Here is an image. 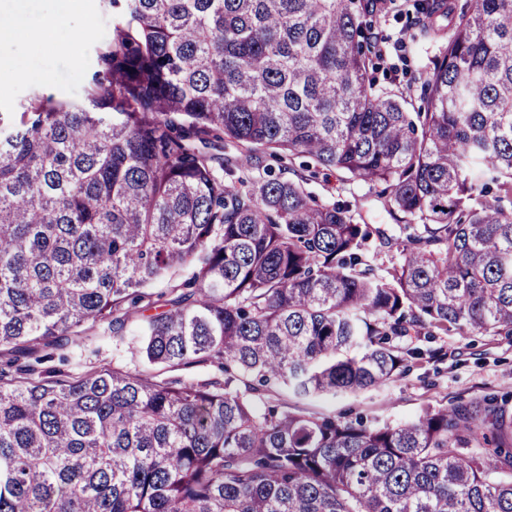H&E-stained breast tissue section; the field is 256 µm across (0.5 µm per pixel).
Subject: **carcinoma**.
<instances>
[{
    "label": "carcinoma",
    "instance_id": "1",
    "mask_svg": "<svg viewBox=\"0 0 512 512\" xmlns=\"http://www.w3.org/2000/svg\"><path fill=\"white\" fill-rule=\"evenodd\" d=\"M108 2L87 104L0 113V512H512L505 398L259 404L382 387L404 336L512 337V0H418L448 39L414 112L377 86L387 0ZM226 139L384 183L412 232L238 177ZM131 325L143 364L224 376L39 369Z\"/></svg>",
    "mask_w": 512,
    "mask_h": 512
}]
</instances>
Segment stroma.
I'll list each match as a JSON object with an SVG mask.
<instances>
[{
    "label": "stroma",
    "mask_w": 512,
    "mask_h": 512,
    "mask_svg": "<svg viewBox=\"0 0 512 512\" xmlns=\"http://www.w3.org/2000/svg\"><path fill=\"white\" fill-rule=\"evenodd\" d=\"M415 0H393L389 11L377 18L378 77L383 87L407 92L410 108L420 104L430 58L436 43L423 39L414 23ZM87 10L71 14L68 0H12L18 22L45 27L44 43L30 44L17 56V75L8 94H0V113L18 112L36 95L57 101L83 104L87 101L89 78L97 68L96 50L112 33V10L106 0H86ZM89 25L91 40L72 43L75 27ZM74 44L71 53L62 52ZM319 203L347 202L360 223L372 225L394 238H404L401 227L384 209L381 186L351 179L337 169L319 170L304 185ZM402 348L423 350L422 358L410 360L408 368L385 386L336 396L321 395L298 401L279 388L267 398L289 409L314 414L361 413L379 421H405L430 405H447L457 400L479 399L487 394L512 395V339L475 332L447 336H407L397 341ZM140 367L130 350L115 351L106 336L93 337L89 345L71 357L65 369L83 371L86 364Z\"/></svg>",
    "instance_id": "obj_1"
}]
</instances>
